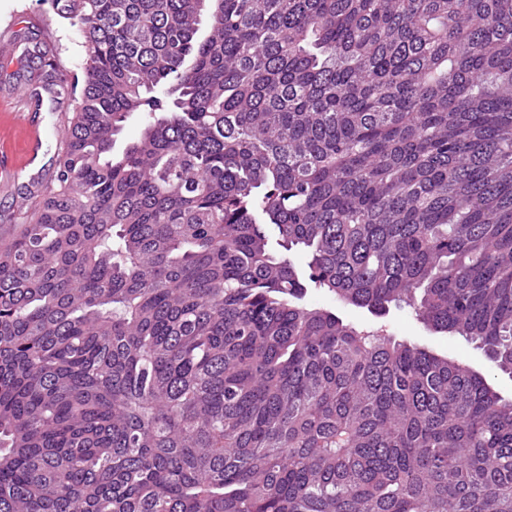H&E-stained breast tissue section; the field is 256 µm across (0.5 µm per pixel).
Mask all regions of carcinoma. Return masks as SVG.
<instances>
[{"mask_svg": "<svg viewBox=\"0 0 512 512\" xmlns=\"http://www.w3.org/2000/svg\"><path fill=\"white\" fill-rule=\"evenodd\" d=\"M55 6L84 84L41 60L56 185L0 224V512H512V399L303 304L512 374V0ZM303 303L311 307L329 309L344 321L383 329L397 341L408 340L436 352H444L452 358L465 359L475 370L482 373L505 399H512V376L497 369L482 350L461 336H443L430 332L417 321L408 308L392 307L382 318L372 316L367 309L342 305L335 297L323 290L310 287Z\"/></svg>", "mask_w": 512, "mask_h": 512, "instance_id": "1", "label": "carcinoma"}]
</instances>
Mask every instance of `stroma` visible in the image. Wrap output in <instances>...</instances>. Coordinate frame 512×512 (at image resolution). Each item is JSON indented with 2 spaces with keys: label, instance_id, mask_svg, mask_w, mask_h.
<instances>
[{
  "label": "stroma",
  "instance_id": "stroma-1",
  "mask_svg": "<svg viewBox=\"0 0 512 512\" xmlns=\"http://www.w3.org/2000/svg\"><path fill=\"white\" fill-rule=\"evenodd\" d=\"M7 42V52H0V224L10 216L32 210L43 187L53 183L57 157L64 144L65 122L72 115L69 98L45 90L46 74L41 68L42 53L56 55L67 77L82 85V61L87 48L71 30L62 27L52 0H0V42ZM28 109L29 118L42 130L37 164L39 186H30L15 176L14 166L25 153L22 125L14 114ZM306 305L331 310L344 321L381 326L396 340H408L452 358L465 359L482 373L505 399H512V375L497 369L482 350L460 336L430 332L409 309H390L382 318L367 309L347 306L317 288H308Z\"/></svg>",
  "mask_w": 512,
  "mask_h": 512
}]
</instances>
